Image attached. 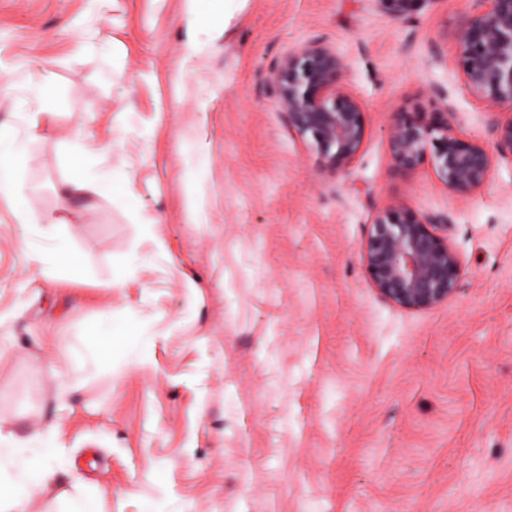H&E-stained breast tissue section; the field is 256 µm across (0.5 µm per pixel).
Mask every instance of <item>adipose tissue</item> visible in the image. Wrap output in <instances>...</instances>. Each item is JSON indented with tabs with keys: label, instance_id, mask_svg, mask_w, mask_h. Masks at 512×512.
<instances>
[{
	"label": "adipose tissue",
	"instance_id": "ef3b65f1",
	"mask_svg": "<svg viewBox=\"0 0 512 512\" xmlns=\"http://www.w3.org/2000/svg\"><path fill=\"white\" fill-rule=\"evenodd\" d=\"M55 427L19 442L0 423V512H22L24 503L54 474Z\"/></svg>",
	"mask_w": 512,
	"mask_h": 512
}]
</instances>
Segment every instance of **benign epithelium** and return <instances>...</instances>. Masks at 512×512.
<instances>
[{
    "label": "benign epithelium",
    "mask_w": 512,
    "mask_h": 512,
    "mask_svg": "<svg viewBox=\"0 0 512 512\" xmlns=\"http://www.w3.org/2000/svg\"><path fill=\"white\" fill-rule=\"evenodd\" d=\"M457 45L454 76L484 106L489 139L458 130L448 91L439 89L428 118L394 113L388 145L397 170L409 174L428 160L448 194L467 199L488 185L498 160H512V0H473L458 26ZM347 69L337 50L304 44L269 75L274 107L286 114L288 128L311 138L335 171L358 155L366 135V110L346 83ZM448 222L446 214H420L402 204L375 212L362 260L380 298L404 309L448 301L463 270Z\"/></svg>",
    "instance_id": "obj_1"
}]
</instances>
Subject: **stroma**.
<instances>
[{"mask_svg":"<svg viewBox=\"0 0 512 512\" xmlns=\"http://www.w3.org/2000/svg\"><path fill=\"white\" fill-rule=\"evenodd\" d=\"M469 6L0 0V129L30 207L0 195V422L20 440L58 427L56 479L26 512L79 489L99 512H512V163L461 199L431 165L398 171L387 139L440 87L485 136L446 66ZM310 42L346 57L366 107L338 173L268 80ZM82 163L119 197L61 200ZM391 202L452 219L463 275L437 307L393 306L368 278ZM108 329L90 362L82 341Z\"/></svg>","mask_w":512,"mask_h":512,"instance_id":"1","label":"stroma"}]
</instances>
